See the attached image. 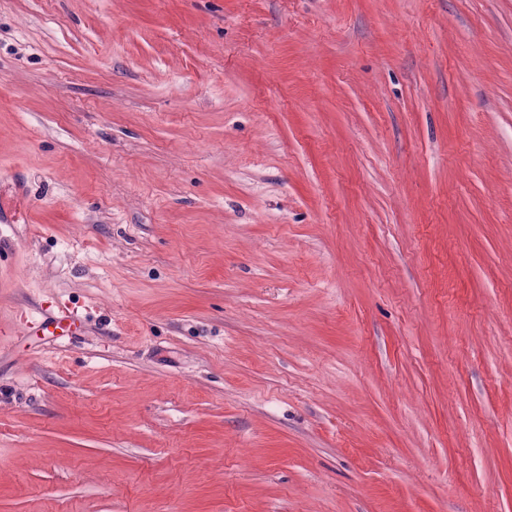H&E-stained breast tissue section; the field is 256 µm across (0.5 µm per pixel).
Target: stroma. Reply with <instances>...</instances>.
Listing matches in <instances>:
<instances>
[{"label": "stroma", "instance_id": "35a3bbf8", "mask_svg": "<svg viewBox=\"0 0 512 512\" xmlns=\"http://www.w3.org/2000/svg\"><path fill=\"white\" fill-rule=\"evenodd\" d=\"M0 512H512V0H0Z\"/></svg>", "mask_w": 512, "mask_h": 512}]
</instances>
